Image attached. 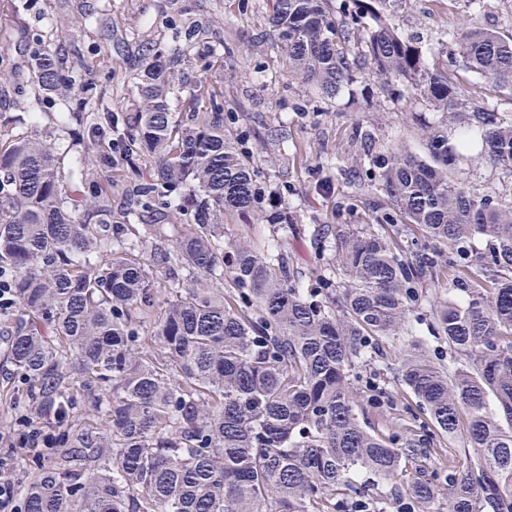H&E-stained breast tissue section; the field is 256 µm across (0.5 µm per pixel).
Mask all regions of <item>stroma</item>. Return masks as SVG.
I'll return each mask as SVG.
<instances>
[{
    "mask_svg": "<svg viewBox=\"0 0 512 512\" xmlns=\"http://www.w3.org/2000/svg\"><path fill=\"white\" fill-rule=\"evenodd\" d=\"M383 8L403 37L431 55L451 51L441 39L444 32L512 18V0H385ZM187 13L209 19L210 27L194 49L193 79L179 90L172 109L184 111L199 90L220 92L231 115V134L262 157L254 176L257 188L276 197L275 204H261L250 217L225 215L224 242L279 243L303 278H310L318 229L367 223L384 202L380 192L360 184L356 127L374 132L376 151L403 147L421 155L420 126L438 123L440 114L410 87L398 85L392 97L365 74L357 88L332 97L318 94L293 76L286 53L274 48L262 0H249L245 8L238 0H0V110L15 117L12 124L0 125V141L39 134L56 144L63 172L76 170L79 153L69 149L56 113L40 115L35 125L26 118L32 98L26 63L32 52L50 49L69 67L89 63L99 91L113 99L116 111L126 112L135 98L131 79L141 41L175 45L174 21ZM112 42L122 46L121 57H110ZM221 43L234 55L219 68L212 64L211 50ZM448 74L462 95L479 96L500 116H512V91L485 83L455 61L449 62ZM279 205L290 208L294 224L274 223ZM363 407L372 426L382 430L387 418L413 410L415 400L392 385Z\"/></svg>",
    "mask_w": 512,
    "mask_h": 512,
    "instance_id": "stroma-1",
    "label": "stroma"
}]
</instances>
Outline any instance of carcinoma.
Segmentation results:
<instances>
[{"mask_svg": "<svg viewBox=\"0 0 512 512\" xmlns=\"http://www.w3.org/2000/svg\"><path fill=\"white\" fill-rule=\"evenodd\" d=\"M269 21L302 83L329 97L363 71L408 84L442 113L421 126L426 157L373 152L360 129L366 186L383 192L367 224L327 228L317 287L281 251H224V213L256 208L255 158L224 126V100L170 111L192 78L203 22H178L181 42H143L130 119L96 92L84 64L31 57L32 121L60 99V127L93 150L80 163L112 189L80 180L69 193L57 148L18 137L0 151V278L14 299L0 315L25 418L42 427L22 512H512V194L470 186L473 133L484 163L512 174V118L459 98L448 64L429 66L380 10L353 0H267ZM368 15V29L360 19ZM466 70L512 90V36L470 27L450 40ZM469 115L455 142L448 123ZM168 198L194 217L146 261L133 237L166 239ZM171 288L157 299V268ZM222 275L227 289L211 288ZM428 321L448 351L412 348L389 367L424 416L383 434L360 418L357 370L383 339ZM86 401L101 422L74 413ZM457 439L465 464L434 484L408 465Z\"/></svg>", "mask_w": 512, "mask_h": 512, "instance_id": "cac0c4a2", "label": "carcinoma"}]
</instances>
